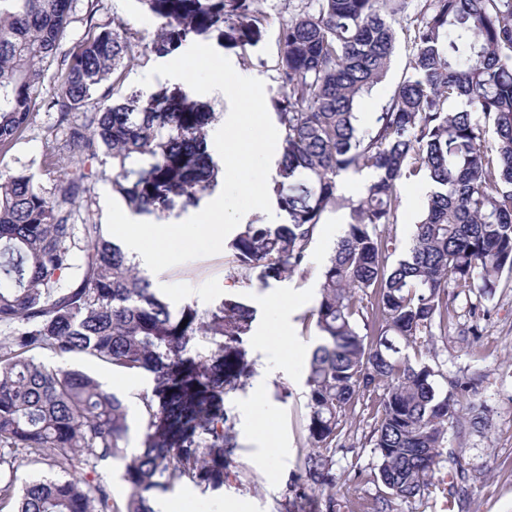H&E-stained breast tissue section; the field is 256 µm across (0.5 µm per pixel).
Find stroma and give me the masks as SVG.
Here are the masks:
<instances>
[{
    "label": "stroma",
    "instance_id": "obj_1",
    "mask_svg": "<svg viewBox=\"0 0 512 512\" xmlns=\"http://www.w3.org/2000/svg\"><path fill=\"white\" fill-rule=\"evenodd\" d=\"M100 24H129L143 34L153 32L154 25L141 10L138 0H101L96 15ZM252 65L244 74L263 81L266 95L278 89L275 70L278 47L277 31L269 29L261 41L250 50ZM411 43L405 29H398L395 54L386 78L369 97L360 103L362 117L380 111L393 95L398 84L409 74ZM66 128L57 124L56 112L40 108L21 139L5 154L0 153V170H23L42 176L43 162L53 159L58 167L68 165L63 148ZM428 185L414 178L401 188V202L396 224L388 232L394 239L396 256L408 250L410 233L421 212ZM349 222L345 210H332L322 216L320 232L310 244L305 273L266 288L247 280L231 281L226 269L231 259L229 251L202 257L152 275L154 288L172 306L192 305L205 313L220 303L224 295H242L257 311L252 336L246 343L252 374L245 385L228 395L225 406L233 417L238 448L235 474L218 490H202L187 485L154 496L156 512H227L229 505H238L240 512H285L294 499L290 480L299 474L309 452L307 438L306 393L309 355L318 341L315 319L320 270L333 252L339 239L337 231ZM302 295L294 311L271 310L266 299L277 293ZM458 316L448 330L436 336H419L417 344L423 358L448 377L467 374L480 383L470 401L485 406L489 430L478 433L466 427L448 430L447 448L461 453L473 476V492L466 512H512V274L503 273L498 287L482 298L477 314H470V300L459 296L455 303ZM478 323L481 338L469 343L460 335L461 329ZM282 325L291 335L293 352L287 357L273 355L269 348L257 342L272 324ZM83 368L103 386L124 399L129 411V451H137L144 440V425L140 416V398L152 389V379L146 374L112 371L97 363H84ZM264 405L269 414L265 427H258L257 405ZM375 410L370 399H359L341 419L340 446L333 451V471L336 484L332 491L341 504V512H358L359 499L374 497V484L356 480V472H370L376 455L368 442L375 425ZM267 429L276 438L272 449L276 459L273 473H266L254 464L263 444L260 429Z\"/></svg>",
    "mask_w": 512,
    "mask_h": 512
}]
</instances>
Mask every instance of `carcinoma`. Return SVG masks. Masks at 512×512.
<instances>
[{"instance_id": "1", "label": "carcinoma", "mask_w": 512, "mask_h": 512, "mask_svg": "<svg viewBox=\"0 0 512 512\" xmlns=\"http://www.w3.org/2000/svg\"><path fill=\"white\" fill-rule=\"evenodd\" d=\"M153 37L120 23L89 26L66 46L73 0H0V151L31 124L48 72L70 166L46 165L48 185L0 170V510L154 512L151 496L179 485L219 489L238 448L224 399L245 384L244 348L257 311L228 294L213 310L166 302L104 225L77 223L93 203L88 162L112 163V189L158 220L199 206L219 184L208 149L214 113L180 86L150 94L123 85L124 60L165 57L198 37L248 49L278 25V92L270 98L283 151L270 182L281 224L245 226L228 244L227 278L261 288L303 270L324 212L350 210L325 264L314 310L319 343L307 378L313 448L297 481L298 512H340L332 458L340 417L360 395H379L370 437L378 464L356 478L378 487L359 512H393L433 486L448 427L479 380L437 383L405 350L448 328L455 301L482 296L512 270V0H304L274 21L256 0H137ZM412 45L410 74L364 123L357 112L389 68L396 19ZM374 176L357 201L337 194L352 170ZM424 174L430 191L407 253L390 263L400 189ZM373 298L369 310L363 297ZM186 326H181L182 321ZM215 349L193 353L197 338ZM56 364L48 366L40 356ZM75 360L146 373L143 448L128 453V407ZM121 460L124 498L99 468ZM51 474L23 486V464ZM469 495L462 456L448 451ZM311 493H306V490Z\"/></svg>"}]
</instances>
